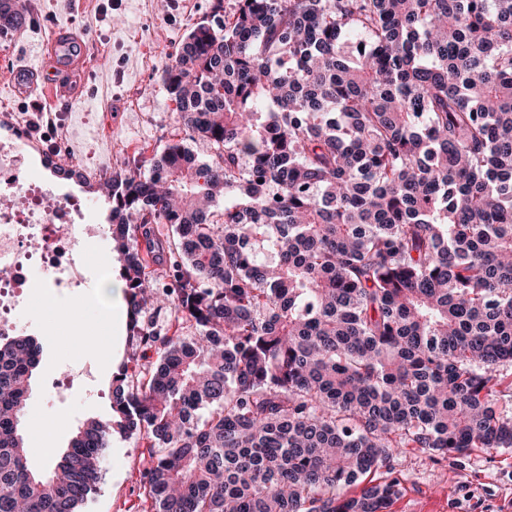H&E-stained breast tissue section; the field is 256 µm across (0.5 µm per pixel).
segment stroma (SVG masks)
Returning a JSON list of instances; mask_svg holds the SVG:
<instances>
[{"mask_svg": "<svg viewBox=\"0 0 512 512\" xmlns=\"http://www.w3.org/2000/svg\"><path fill=\"white\" fill-rule=\"evenodd\" d=\"M40 18L19 30L0 34V103L37 123L46 105L15 95L9 73L20 58L36 60L44 30L64 25L82 31L93 44L90 71L77 97L56 104L65 115L66 147L77 163L109 173L135 153L153 157L171 139L181 138L176 104L163 82L170 55L194 24L213 20V0H38ZM33 177L54 181L60 192L82 196L94 219L107 223L109 209L95 184L78 176L53 175L35 161ZM99 281L72 295L46 285L32 291L29 306L17 313L24 333L41 345V361L32 382L27 409L33 416L26 434L33 470L46 467L47 452L64 451L76 428L89 417L111 414L112 376L135 348L126 301L114 303L103 319L96 300ZM53 308H46V298ZM88 336L105 346L86 349ZM91 363L97 368L95 398L84 395L78 381H65L66 398L48 391L46 381L62 366ZM149 450L139 436L113 434L103 462L104 479L84 512H150L143 495L142 471ZM393 470L402 491L389 512H512V448L475 450L433 462L419 449L395 456Z\"/></svg>", "mask_w": 512, "mask_h": 512, "instance_id": "35a3bbf8", "label": "stroma"}]
</instances>
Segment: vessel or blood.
<instances>
[{
	"instance_id": "vessel-or-blood-1",
	"label": "vessel or blood",
	"mask_w": 512,
	"mask_h": 512,
	"mask_svg": "<svg viewBox=\"0 0 512 512\" xmlns=\"http://www.w3.org/2000/svg\"><path fill=\"white\" fill-rule=\"evenodd\" d=\"M91 47L72 29H56L46 43L37 66L19 67L14 72L13 91L34 95L48 103L71 95V81L89 65Z\"/></svg>"
}]
</instances>
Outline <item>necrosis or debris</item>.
Instances as JSON below:
<instances>
[{
  "mask_svg": "<svg viewBox=\"0 0 512 512\" xmlns=\"http://www.w3.org/2000/svg\"><path fill=\"white\" fill-rule=\"evenodd\" d=\"M25 137L0 141V335L16 333V311L25 305L35 274L62 290L83 287L81 259L102 227L81 199L47 206L54 189L29 175Z\"/></svg>",
  "mask_w": 512,
  "mask_h": 512,
  "instance_id": "necrosis-or-debris-1",
  "label": "necrosis or debris"
}]
</instances>
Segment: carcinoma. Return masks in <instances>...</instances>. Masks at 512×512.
<instances>
[{
    "instance_id": "1",
    "label": "carcinoma",
    "mask_w": 512,
    "mask_h": 512,
    "mask_svg": "<svg viewBox=\"0 0 512 512\" xmlns=\"http://www.w3.org/2000/svg\"><path fill=\"white\" fill-rule=\"evenodd\" d=\"M25 18L0 0L1 34ZM163 81L209 159L99 184L157 358L39 474L41 347L0 337V512H82L115 431L153 449L152 512H386L403 450L512 448V0H236Z\"/></svg>"
}]
</instances>
